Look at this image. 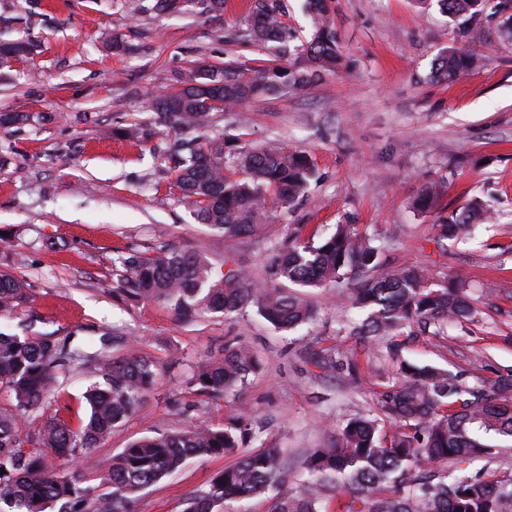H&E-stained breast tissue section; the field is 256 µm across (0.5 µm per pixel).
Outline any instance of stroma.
<instances>
[{"label":"stroma","instance_id":"stroma-1","mask_svg":"<svg viewBox=\"0 0 512 512\" xmlns=\"http://www.w3.org/2000/svg\"><path fill=\"white\" fill-rule=\"evenodd\" d=\"M250 2L159 18L134 11L132 0H0V40L35 44L26 61L0 65V113L29 116L0 130V228L11 229L27 256L17 274L31 295L20 313L0 318V331L129 336L146 353L173 359L143 407L96 449L100 469L132 441L192 422L230 428L245 415L256 432L236 455L190 461L141 491L136 512H182L259 444L283 449L288 484H300L308 454L375 408L393 365L341 333L361 313L331 287L307 290L316 317L292 332L274 329L250 306L184 324L154 304L117 302L112 259L125 249L202 240L214 263L271 288L278 248L295 237L321 242L347 224L379 238L390 268L417 265L460 280L475 307L469 321L449 325L447 338L410 337L402 358L457 373L475 390L512 375V43L500 38L498 21L479 47L482 66L459 82H438L432 64L458 36L436 5L335 0L341 70L213 115L210 133L256 148L275 141L314 164L304 195L274 210L255 234L228 237L196 223L172 185L173 136L143 143L107 136L121 123L150 122L151 98L176 87L190 67L264 65L269 52L247 36ZM112 34L123 50L106 46ZM438 180L448 183L438 208L418 213L413 199ZM476 200L491 210V223L437 241L434 224ZM232 343L249 346L259 370L224 399L199 402L187 378ZM324 349L340 361L329 372L317 365ZM352 354L360 361L354 376L341 364ZM86 385L84 377L69 379L24 431L36 433L55 414L79 425Z\"/></svg>","mask_w":512,"mask_h":512}]
</instances>
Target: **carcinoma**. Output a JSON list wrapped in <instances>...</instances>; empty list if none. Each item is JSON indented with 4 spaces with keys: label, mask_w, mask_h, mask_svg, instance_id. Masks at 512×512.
I'll return each mask as SVG.
<instances>
[{
    "label": "carcinoma",
    "mask_w": 512,
    "mask_h": 512,
    "mask_svg": "<svg viewBox=\"0 0 512 512\" xmlns=\"http://www.w3.org/2000/svg\"><path fill=\"white\" fill-rule=\"evenodd\" d=\"M200 3L219 12L224 0H152L158 15L181 13ZM458 25L460 45L434 60L438 82L469 75L479 63L472 46L484 37V24L512 11V0H434ZM310 35L299 40L283 20L281 0H252L250 39L273 52L274 59L254 69L201 65L181 77L180 87L155 96L150 110L176 135L196 132L222 112L246 100L303 89L336 71L343 55L336 38L331 0H308ZM32 43L18 38L0 44V53L26 58ZM114 139L140 141L150 136L145 123L114 127ZM224 135L182 143L185 154L174 167L173 185L194 207L198 223L231 236L249 235L266 223L270 208L291 205L314 175L308 156L275 143L241 147L235 166L226 167ZM446 185L424 186L413 208L430 211ZM488 219L471 203L435 225L438 238H454ZM276 272L301 288H325L349 281L348 298L363 313L351 333L363 342L383 341L396 361L392 381L378 398V411L350 419L327 448L307 457L306 483L279 489L286 482L278 448H258L214 477L207 488L186 501L183 512H213L226 502L242 501L272 490L271 512H322L321 492L334 489L343 497L340 512H512V474L483 467H461L476 459L491 462L498 448L481 441L479 432L512 437V378L471 390L452 372L419 366L400 356L401 337L413 328L444 336L448 322H463L472 308L459 287L419 266L385 268L380 250L367 234L339 224L315 245L299 238L277 250ZM112 296L128 304L150 302L180 322L200 310L226 315L246 305L274 328L291 331L314 321L315 311L300 292L258 288L240 270L218 273L204 247L160 246L129 249L113 259ZM29 301L26 280L0 272V316L10 317ZM167 364L144 352L130 336L99 337L91 352L71 336H17L0 332V390L10 406L0 407V512H134V495L175 472L190 459L234 453L249 435L250 419L242 416L233 429L192 423L186 428L131 442L91 485L86 470H55L50 461L89 458L93 448L131 417L153 390ZM258 368L245 345L200 366L186 388L215 401L243 386ZM74 372L92 375L83 398L88 415L80 427L55 415L36 435H22V421L57 394ZM40 451L32 453L26 445Z\"/></svg>",
    "instance_id": "1"
}]
</instances>
